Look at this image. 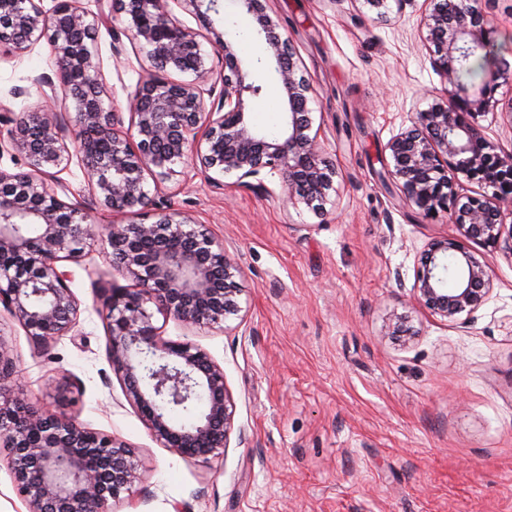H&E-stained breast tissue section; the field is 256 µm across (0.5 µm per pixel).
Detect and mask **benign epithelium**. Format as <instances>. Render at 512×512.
<instances>
[{
    "instance_id": "obj_1",
    "label": "benign epithelium",
    "mask_w": 512,
    "mask_h": 512,
    "mask_svg": "<svg viewBox=\"0 0 512 512\" xmlns=\"http://www.w3.org/2000/svg\"><path fill=\"white\" fill-rule=\"evenodd\" d=\"M0 0V46L23 52L50 33L63 99L74 104L73 138L41 106L20 112L7 130L27 170H0V304L36 343L46 345L69 333L80 302L68 285L61 261H80L93 237L88 215L63 201L58 173L77 158L89 189L114 211L146 213L152 203L148 182L162 183L179 174L175 166L197 162L201 171L231 175L236 184L269 192L260 176H279L288 199L316 214L325 211L337 191L336 167L313 130L308 108L312 92L298 66L291 42L277 32L263 0H239L265 41L273 62L272 77L287 103L280 133L270 137L245 112L244 98L262 85L248 80L232 45L214 33L210 12L218 0H113V19H126L114 40L125 35L145 52L154 74L132 100L129 126L105 102L99 48L93 30L105 13L91 15L74 0ZM424 24L434 46L433 65L446 87L433 103L416 113L413 126L385 145L388 174L404 202L425 215L447 212L465 238L512 255V154H498L478 124L493 100L497 80L512 74L501 59L486 63L490 78L477 86L457 80L448 61L493 45L483 0H426ZM194 14L224 46L220 92L205 88L207 54L200 33L186 27L172 5ZM192 73L189 82L167 78ZM217 96L204 111V96ZM453 164H448V160ZM491 189L461 195L460 179ZM151 223L111 224L107 240L111 265L137 284L112 289L108 297V355L123 381L127 399L137 408L152 436L163 447L188 458L214 455L226 447L234 411L224 369L188 342L163 341L146 304L187 327L218 325L241 311L238 262L207 231L185 228L178 212H158ZM21 224L38 228L31 237ZM457 276L446 285L448 261ZM486 265L456 240H436L424 249L414 292L420 305L450 321L470 317L491 291ZM16 365L0 338V447L18 494L29 512H109V501L128 492L138 479L135 451L119 438L88 430L63 412L34 406L23 390L4 392L15 381ZM206 398L205 411L192 423L176 424L169 412Z\"/></svg>"
}]
</instances>
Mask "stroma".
Instances as JSON below:
<instances>
[{"label": "stroma", "instance_id": "35a3bbf8", "mask_svg": "<svg viewBox=\"0 0 512 512\" xmlns=\"http://www.w3.org/2000/svg\"><path fill=\"white\" fill-rule=\"evenodd\" d=\"M268 14L296 49L298 72L338 191L324 215L281 194L200 171L166 182L157 209L182 212L222 242L242 268L238 316L186 327L161 313L162 339L205 350L224 370L234 426L223 452L186 458L148 430L108 358L110 289L131 279L105 262L104 234L135 215L103 207L70 163L64 201L100 232L80 262H60L80 302L73 332L44 346L0 306V336L33 405L74 415L134 448L138 479L112 512H512V257L464 240L448 213L407 206L387 175L384 147L444 88L432 64L425 0H389L377 19L363 0H268ZM214 27L244 65L266 58L260 40L244 50L238 0H220ZM106 91L116 111L146 77L138 45L94 31ZM48 39L0 54V131L39 100L34 77L54 75ZM480 124L496 152L512 153L503 114L512 81L500 83ZM254 124L278 134L284 100L265 83L246 98ZM464 241L489 268L493 290L473 318L450 321L414 297L418 258L432 241ZM403 318L410 335L388 336Z\"/></svg>", "mask_w": 512, "mask_h": 512}]
</instances>
